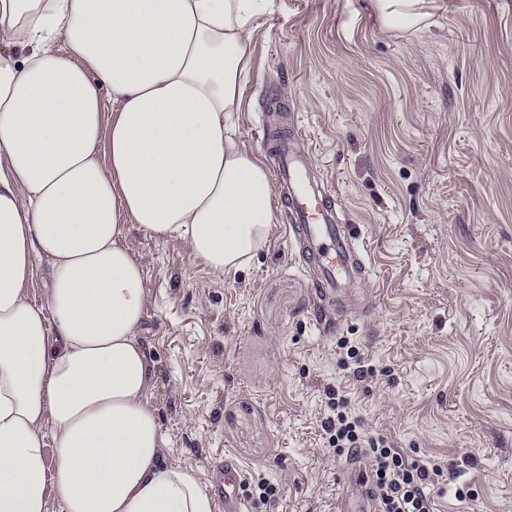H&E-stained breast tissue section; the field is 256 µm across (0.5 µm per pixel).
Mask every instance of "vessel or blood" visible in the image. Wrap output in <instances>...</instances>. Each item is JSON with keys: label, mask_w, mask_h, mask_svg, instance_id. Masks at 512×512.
I'll list each match as a JSON object with an SVG mask.
<instances>
[{"label": "vessel or blood", "mask_w": 512, "mask_h": 512, "mask_svg": "<svg viewBox=\"0 0 512 512\" xmlns=\"http://www.w3.org/2000/svg\"><path fill=\"white\" fill-rule=\"evenodd\" d=\"M274 179L287 209L288 237L298 248L300 260L317 272L316 297L327 302L345 293L367 274L361 234L355 225L341 223L338 210L329 199L328 189L313 169L308 151L297 145L293 135L276 139ZM347 485L361 491L357 502H345L340 512H374L375 506L366 493L367 465L353 459L344 470ZM243 469L233 459H225L224 470L215 485L224 497V512H249L241 494Z\"/></svg>", "instance_id": "1"}]
</instances>
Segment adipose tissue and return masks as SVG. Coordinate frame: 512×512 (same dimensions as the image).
<instances>
[{
	"label": "adipose tissue",
	"mask_w": 512,
	"mask_h": 512,
	"mask_svg": "<svg viewBox=\"0 0 512 512\" xmlns=\"http://www.w3.org/2000/svg\"><path fill=\"white\" fill-rule=\"evenodd\" d=\"M423 3L378 0L384 26ZM270 6L0 0V512H214L148 402L122 241L182 239L217 274L265 246L275 187L233 118Z\"/></svg>",
	"instance_id": "adipose-tissue-1"
}]
</instances>
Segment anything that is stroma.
Here are the masks:
<instances>
[{"mask_svg": "<svg viewBox=\"0 0 512 512\" xmlns=\"http://www.w3.org/2000/svg\"><path fill=\"white\" fill-rule=\"evenodd\" d=\"M425 10L416 33L376 0H272L258 21L235 137L267 161L301 130L370 261L324 323L283 210L223 275L180 239L124 240L172 454L206 488L237 460L252 512H336V388L369 435L441 468L435 512H512V0Z\"/></svg>", "mask_w": 512, "mask_h": 512, "instance_id": "obj_1", "label": "stroma"}]
</instances>
